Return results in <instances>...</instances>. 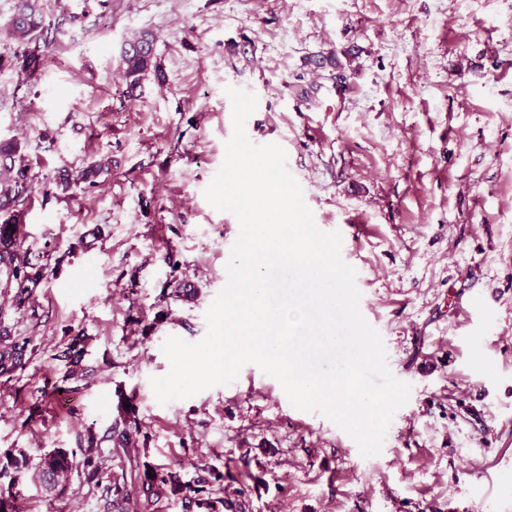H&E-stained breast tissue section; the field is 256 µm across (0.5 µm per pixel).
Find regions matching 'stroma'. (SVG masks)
<instances>
[{
    "label": "stroma",
    "mask_w": 512,
    "mask_h": 512,
    "mask_svg": "<svg viewBox=\"0 0 512 512\" xmlns=\"http://www.w3.org/2000/svg\"><path fill=\"white\" fill-rule=\"evenodd\" d=\"M40 2L61 31L36 67L0 33V137L33 175L14 218L43 268L24 307L0 293L26 349L0 376V460L28 461L19 512H99L75 483L49 501L35 467L127 420L141 468L215 471L240 512H512V0ZM143 29L165 80L128 99L119 52ZM345 78L350 98L329 96ZM230 86L257 96L247 134L286 151L318 228L343 232L361 313L411 387L379 455L253 364L155 398L163 343L205 336L239 234L204 195ZM104 159L97 185L57 190L58 170ZM472 291L485 316L461 313Z\"/></svg>",
    "instance_id": "stroma-1"
}]
</instances>
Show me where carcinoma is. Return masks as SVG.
<instances>
[{"mask_svg": "<svg viewBox=\"0 0 512 512\" xmlns=\"http://www.w3.org/2000/svg\"><path fill=\"white\" fill-rule=\"evenodd\" d=\"M46 23L42 9L37 6L17 8L7 36L17 43L28 46L36 36H44ZM122 79L124 93L133 98L143 84L153 75L161 78L162 73L155 62V38L151 31L142 30L132 35V43L121 49ZM22 145L17 139L0 138V276L4 278L5 290H14L13 303L22 307L31 296L33 285L37 284L38 274H30L35 264L28 252L16 246L13 224L14 207L26 194L33 175L21 155ZM109 162L92 161L77 174L68 170L58 172L56 186L68 190L72 184L80 181L88 186L96 184L98 177ZM25 357V346L10 339L7 327L0 325V374L16 371ZM137 427L131 425L120 428L113 426L109 441L118 445V449L127 460L121 471L112 472L107 484H102L100 474L102 439L94 434L80 443V447L69 450L54 448L41 455L38 463L37 478L49 497L64 494L73 482V477L81 479V484L92 489L102 488L101 498L105 512H154L153 497L158 492L165 495L192 498L202 512H222L224 498L212 496L206 491L209 480L206 476L198 479L194 487L182 484L177 474L166 472L161 476L148 475V471H139L138 452L131 447ZM140 482L146 486L144 502L130 501L128 485Z\"/></svg>", "mask_w": 512, "mask_h": 512, "instance_id": "cac0c4a2", "label": "carcinoma"}]
</instances>
